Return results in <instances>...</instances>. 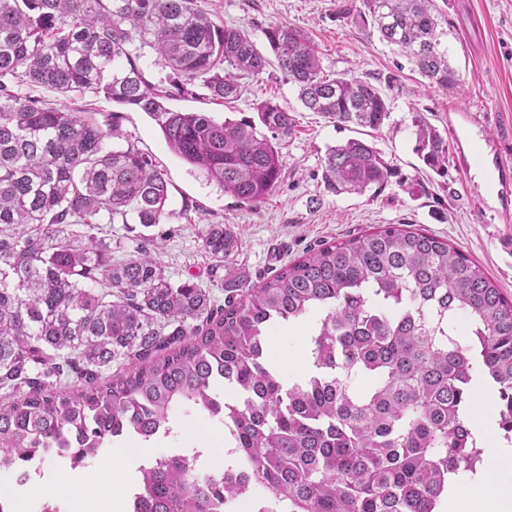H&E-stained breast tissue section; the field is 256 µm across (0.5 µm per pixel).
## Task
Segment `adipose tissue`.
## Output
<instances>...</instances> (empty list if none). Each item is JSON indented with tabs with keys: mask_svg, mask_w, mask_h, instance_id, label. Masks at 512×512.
I'll return each mask as SVG.
<instances>
[{
	"mask_svg": "<svg viewBox=\"0 0 512 512\" xmlns=\"http://www.w3.org/2000/svg\"><path fill=\"white\" fill-rule=\"evenodd\" d=\"M474 392L468 420L487 446L484 480L469 490L448 494L445 507L447 512H512V452L498 443L491 388L479 380Z\"/></svg>",
	"mask_w": 512,
	"mask_h": 512,
	"instance_id": "adipose-tissue-1",
	"label": "adipose tissue"
}]
</instances>
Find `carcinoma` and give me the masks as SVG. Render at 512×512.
<instances>
[{
    "mask_svg": "<svg viewBox=\"0 0 512 512\" xmlns=\"http://www.w3.org/2000/svg\"><path fill=\"white\" fill-rule=\"evenodd\" d=\"M356 14L430 88L460 84L435 0H361ZM264 36L305 108L383 125L389 106L373 83L325 72L297 28ZM146 48L166 70L157 83L138 64ZM269 65L246 29L217 24L193 0H0V458L19 468L49 448L96 458L126 436L167 435L172 411L189 406L224 422L234 463L218 479L200 471L198 448L150 457L137 484L149 512H226L256 484L253 512H440L453 478L483 464L465 418L475 379L496 389L512 442V301L459 249L386 224L258 284L229 273L221 302L173 280L145 244L112 261V238L99 235L101 224L165 216L168 183L122 132L127 110L147 114L178 157L239 202L266 199L293 127L287 109L257 105L264 134L167 101L197 87L235 99ZM25 85L115 109L101 122ZM413 125L418 156L445 169L448 140L420 115ZM393 175L372 145L349 139L327 152L322 181L362 194ZM201 241L211 273L233 264L226 226L206 225ZM306 318L308 371L287 386L267 367L268 331ZM71 378L81 389L61 390Z\"/></svg>",
    "mask_w": 512,
    "mask_h": 512,
    "instance_id": "obj_1",
    "label": "carcinoma"
}]
</instances>
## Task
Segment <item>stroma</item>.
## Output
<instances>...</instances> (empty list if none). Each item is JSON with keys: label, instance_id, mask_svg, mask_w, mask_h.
<instances>
[{"label": "stroma", "instance_id": "stroma-1", "mask_svg": "<svg viewBox=\"0 0 512 512\" xmlns=\"http://www.w3.org/2000/svg\"><path fill=\"white\" fill-rule=\"evenodd\" d=\"M448 18V48L461 76L451 91L428 89L411 64L380 42L356 17L360 0H195L197 9L222 25L243 26L257 48L267 51L265 28L283 24L305 31L322 66L371 81L386 98L390 114L379 130L339 125L300 103L295 88L276 67L250 80L240 98L218 102L204 89L180 97L174 109L206 112L216 121L256 118L264 99H275L293 117L282 149L279 181L257 206L240 203L178 158L158 126L142 112H127L122 128L151 154L168 181L162 223L151 227L116 224V258L149 240L152 256L175 280L193 279L224 292L210 272L199 234L207 224L232 228L240 241L236 269L259 282L320 244L342 241L386 224H409L448 240L478 264L512 300V210L503 211L494 184L483 172L494 169L502 141L512 137V0H436ZM481 115L463 150L449 149L448 167L436 172L414 150V116L425 117L441 134L457 112ZM360 139L374 146L395 175L378 193L340 195L321 181L328 147ZM309 328L275 329L269 348L290 367L285 380L304 368Z\"/></svg>", "mask_w": 512, "mask_h": 512}]
</instances>
